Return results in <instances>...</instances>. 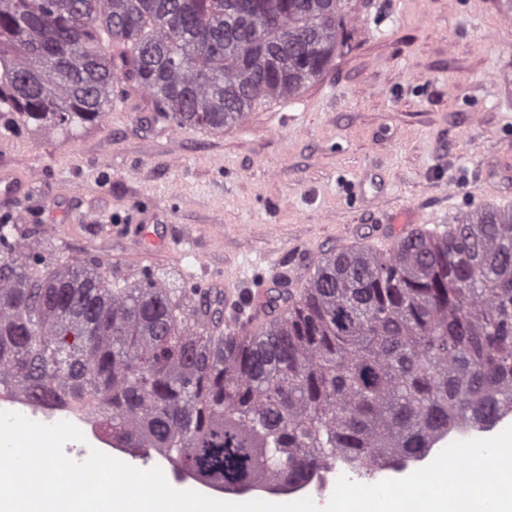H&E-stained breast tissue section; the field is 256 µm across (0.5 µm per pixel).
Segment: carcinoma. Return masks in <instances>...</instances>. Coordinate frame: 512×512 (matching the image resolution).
<instances>
[{
  "label": "carcinoma",
  "instance_id": "carcinoma-1",
  "mask_svg": "<svg viewBox=\"0 0 512 512\" xmlns=\"http://www.w3.org/2000/svg\"><path fill=\"white\" fill-rule=\"evenodd\" d=\"M350 0H0V120L101 122L119 75L184 128L241 123L349 45ZM124 50L112 57V44ZM238 329L222 299L103 262L40 261L0 223V386L86 406L127 447L253 485L348 463L369 474L512 410V209L468 213L386 255L332 253L277 280Z\"/></svg>",
  "mask_w": 512,
  "mask_h": 512
}]
</instances>
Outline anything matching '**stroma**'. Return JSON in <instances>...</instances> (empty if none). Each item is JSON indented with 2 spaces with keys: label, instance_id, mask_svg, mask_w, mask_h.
Instances as JSON below:
<instances>
[{
  "label": "stroma",
  "instance_id": "1",
  "mask_svg": "<svg viewBox=\"0 0 512 512\" xmlns=\"http://www.w3.org/2000/svg\"><path fill=\"white\" fill-rule=\"evenodd\" d=\"M352 38L288 99L240 125L156 119L128 77L104 120L0 127V216L52 263L98 258L209 294L304 284L342 243L377 246L512 201V0H351ZM171 252H141L142 225Z\"/></svg>",
  "mask_w": 512,
  "mask_h": 512
}]
</instances>
